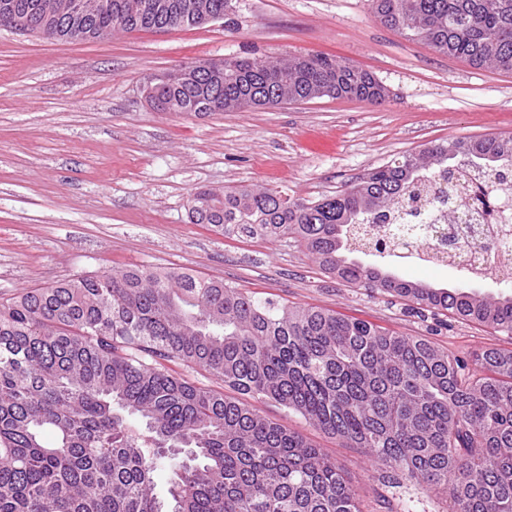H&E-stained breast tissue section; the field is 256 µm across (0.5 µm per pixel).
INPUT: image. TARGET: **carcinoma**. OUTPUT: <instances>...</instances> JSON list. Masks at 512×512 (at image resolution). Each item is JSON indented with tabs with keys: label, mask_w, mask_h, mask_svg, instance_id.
Here are the masks:
<instances>
[{
	"label": "carcinoma",
	"mask_w": 512,
	"mask_h": 512,
	"mask_svg": "<svg viewBox=\"0 0 512 512\" xmlns=\"http://www.w3.org/2000/svg\"><path fill=\"white\" fill-rule=\"evenodd\" d=\"M60 0H0V26L83 41L112 30L199 27L232 0H109L59 17ZM380 22L434 52L512 73V0H372ZM385 100L363 69L326 55L224 61L173 83L150 80L158 112L200 114L315 98ZM512 182V134L432 142L315 200L275 188L200 190L195 224L224 235L289 236L351 285L512 336V297L431 288L343 251L355 224L405 220L448 202V183ZM200 368L239 394L196 385ZM269 400L358 448L392 495L443 487L452 512H512V350L451 356L356 317L292 307L178 269L79 275L0 302V512H363L344 471L253 409ZM174 462L170 500L154 475Z\"/></svg>",
	"instance_id": "obj_1"
}]
</instances>
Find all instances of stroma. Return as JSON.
Returning <instances> with one entry per match:
<instances>
[{"label":"stroma","mask_w":512,"mask_h":512,"mask_svg":"<svg viewBox=\"0 0 512 512\" xmlns=\"http://www.w3.org/2000/svg\"><path fill=\"white\" fill-rule=\"evenodd\" d=\"M330 56L371 71L382 103L308 102L180 116L153 111L149 77L190 62ZM512 134V74L435 53L385 27L370 0H235L227 17L164 32L64 41L0 27V300L85 272L150 266L313 306L427 339L448 354L512 349V338L452 315H417L380 290L325 272L293 239L224 237L192 223L200 189L276 187L314 200L430 142ZM354 258L396 278L485 295L445 267ZM344 468L364 512H451L443 488L399 500L370 491L376 466L301 416L252 400Z\"/></svg>","instance_id":"stroma-1"}]
</instances>
